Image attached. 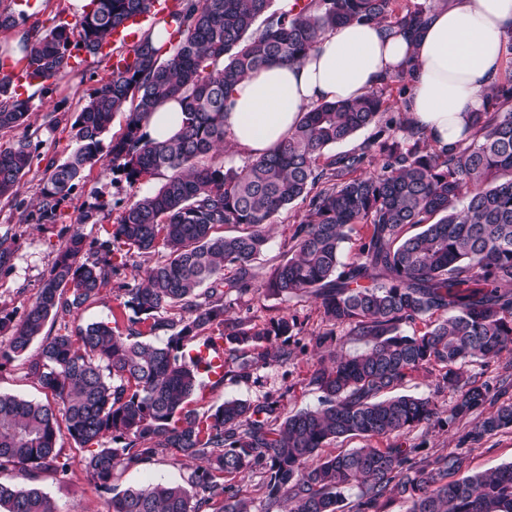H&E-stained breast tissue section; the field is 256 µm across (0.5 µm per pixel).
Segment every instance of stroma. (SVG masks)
<instances>
[{
	"mask_svg": "<svg viewBox=\"0 0 512 512\" xmlns=\"http://www.w3.org/2000/svg\"><path fill=\"white\" fill-rule=\"evenodd\" d=\"M12 8L20 21L15 30H0L1 45L9 44L15 33L42 32L61 23H74L79 16L73 0H14ZM110 73L111 68L103 55H82L80 65L62 80L51 85L36 84L25 125L0 129V147L25 139L30 142L33 153L31 170L24 177L18 192L9 197H0V244L10 253L8 263L0 269V312L11 315L14 321H21L35 301L59 250L73 233H80L84 239L83 258L95 259L96 242L103 237L105 228L115 224L132 201L157 189L164 181L163 175L157 174L133 182L123 173L98 165L75 186L69 200L61 205L56 222L40 223L32 219L31 203L40 188L48 162H62L73 150L72 124L88 93ZM100 200L107 202V210L97 213L93 222L79 223L81 210ZM304 214L303 204L296 202L273 217L270 239L256 262L259 278H266L272 265L287 254L294 227ZM160 258L157 252L141 255L132 250L123 254V264L118 267L111 284L102 288L80 313L49 319L45 333H63L92 322L125 326L127 314L116 298V284L141 279L144 270ZM229 315L245 318L260 327L284 315L296 317L302 325L300 339L304 342L309 340L313 331L324 326L319 304L307 296L247 297L232 301ZM315 362L313 350H306L291 364L284 366L274 362L253 371L250 380L228 378L222 384L206 387L197 392L192 405L203 412L227 399L255 401L270 394L281 397L288 412L316 408L320 393L309 383ZM0 393L42 402L51 398L50 393L28 375L26 360L22 357L0 367ZM469 425L466 419L444 427L431 425L414 430L408 440L422 444V456L433 458L454 451L459 432ZM57 445L70 459L68 476L47 471L34 479V486L49 494L58 512H107L112 494L102 489L87 473L83 451L77 449L75 442L65 432L60 434ZM510 462L512 430L467 449L462 472L466 475L484 473ZM186 475L187 470L180 457L171 449L151 460L117 471L113 483L120 490L144 488L158 482L179 483Z\"/></svg>",
	"mask_w": 512,
	"mask_h": 512,
	"instance_id": "35a3bbf8",
	"label": "stroma"
}]
</instances>
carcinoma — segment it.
Returning <instances> with one entry per match:
<instances>
[{
  "label": "carcinoma",
  "instance_id": "1",
  "mask_svg": "<svg viewBox=\"0 0 512 512\" xmlns=\"http://www.w3.org/2000/svg\"><path fill=\"white\" fill-rule=\"evenodd\" d=\"M178 9L155 21L169 35L172 54L142 32L124 65L88 94L72 124L76 143L63 162L48 164L36 197L37 221H56L60 203L101 161L138 180L159 172L165 183L141 196L97 241V258L81 261L75 233L22 321L0 315V361L24 355L37 338L28 374L54 395L41 403L0 394V471L32 477L52 470L65 477L68 459L57 447L61 427L88 452L85 468L113 492L108 512H380L382 499L410 503L407 512H512V463L492 473L461 471L462 448L512 429V374L496 386L462 367L489 365L512 346V78L495 83L456 143L438 150L411 125L408 105L388 114L392 86L406 95L414 69L384 78L366 95L324 102L304 111L293 130L268 152L241 167L201 165L226 140L224 113L233 88L271 62H302L320 36L349 23L380 24L390 33L418 30L430 4L403 0H307L303 7L270 10L272 0H177ZM150 0H90L72 26L24 38L5 53L46 80L64 76L74 51L97 53L112 32L149 11ZM263 28L252 31L257 21ZM176 99L178 133L156 141L145 131L151 115ZM30 99L9 92L0 78V128L23 125ZM127 113L124 132L103 146L114 114ZM357 148L327 153L368 127ZM381 160L380 170L362 174ZM30 143L0 148V196L14 194L30 170ZM299 201L306 213L294 228L288 258L258 280L255 262L268 241L270 219ZM224 225L239 228L218 235ZM357 258L341 261L356 227ZM121 243L143 254L165 250L140 284L118 287L133 312L120 333L104 322L75 332L42 335L52 316L77 313L111 281L112 251ZM230 274H225V271ZM305 295L319 302L325 328L311 335L319 357L309 383L321 407L283 415L281 397L226 399L202 413L190 407L202 387L190 351L220 329L224 364L233 377L276 361L294 360L290 339L301 332L286 315L259 328L226 316L224 296ZM426 318L421 334L402 327ZM364 344L358 355L336 356V328ZM169 333L165 343L140 340L143 329ZM438 365L437 388L451 386L448 423L470 418L459 451L429 464L424 443L403 441L440 421L429 397L400 394L412 373ZM495 410L484 414L485 407ZM362 437L368 444L318 458L331 439ZM111 439L117 447L105 446ZM390 440L384 448L370 441ZM174 448L196 463L184 484L156 483L121 491L115 472ZM266 475L264 499L240 496L228 477ZM0 512H58L40 488L0 482Z\"/></svg>",
  "mask_w": 512,
  "mask_h": 512
}]
</instances>
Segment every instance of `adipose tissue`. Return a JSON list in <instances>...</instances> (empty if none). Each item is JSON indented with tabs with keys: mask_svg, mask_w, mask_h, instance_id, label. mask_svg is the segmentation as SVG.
I'll list each match as a JSON object with an SVG mask.
<instances>
[{
	"mask_svg": "<svg viewBox=\"0 0 512 512\" xmlns=\"http://www.w3.org/2000/svg\"><path fill=\"white\" fill-rule=\"evenodd\" d=\"M512 37V0H432L423 29L387 34L347 24L321 36L305 60L271 64L232 93L227 138L241 152H267L309 106L356 99L407 64L416 68L408 117L433 146L460 139L471 112L499 78Z\"/></svg>",
	"mask_w": 512,
	"mask_h": 512,
	"instance_id": "obj_1",
	"label": "adipose tissue"
}]
</instances>
